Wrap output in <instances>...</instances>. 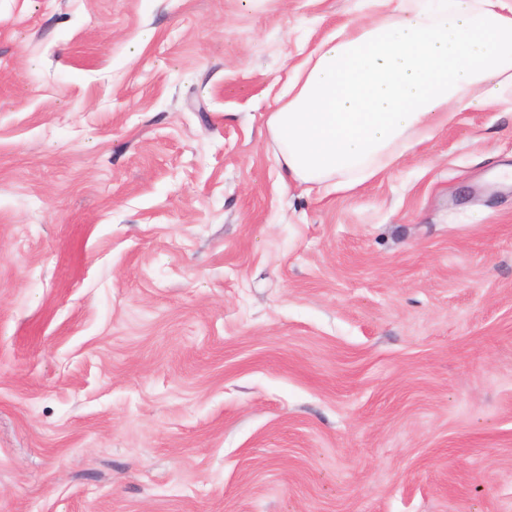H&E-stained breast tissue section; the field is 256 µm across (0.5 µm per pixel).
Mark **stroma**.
Instances as JSON below:
<instances>
[{"mask_svg":"<svg viewBox=\"0 0 512 512\" xmlns=\"http://www.w3.org/2000/svg\"><path fill=\"white\" fill-rule=\"evenodd\" d=\"M370 0H0V512H512V99L356 188L265 122Z\"/></svg>","mask_w":512,"mask_h":512,"instance_id":"1","label":"stroma"}]
</instances>
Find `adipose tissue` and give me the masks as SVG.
I'll return each instance as SVG.
<instances>
[{
  "label": "adipose tissue",
  "mask_w": 512,
  "mask_h": 512,
  "mask_svg": "<svg viewBox=\"0 0 512 512\" xmlns=\"http://www.w3.org/2000/svg\"><path fill=\"white\" fill-rule=\"evenodd\" d=\"M512 96V5L399 0L345 26L295 67L266 126L289 184L345 191L452 121Z\"/></svg>",
  "instance_id": "obj_1"
}]
</instances>
